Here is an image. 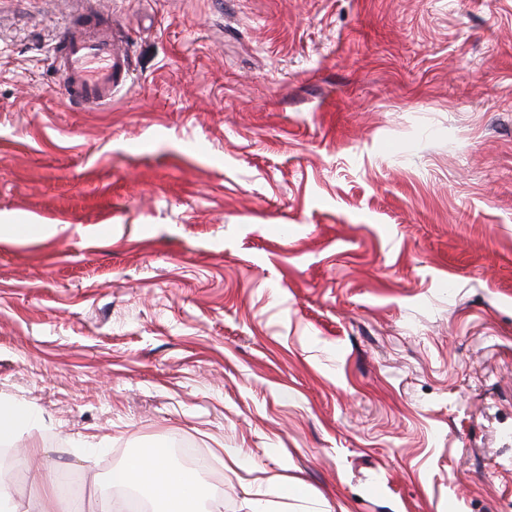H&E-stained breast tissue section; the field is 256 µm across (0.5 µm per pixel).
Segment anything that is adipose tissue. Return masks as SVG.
Masks as SVG:
<instances>
[{"instance_id": "ef3b65f1", "label": "adipose tissue", "mask_w": 512, "mask_h": 512, "mask_svg": "<svg viewBox=\"0 0 512 512\" xmlns=\"http://www.w3.org/2000/svg\"><path fill=\"white\" fill-rule=\"evenodd\" d=\"M39 425L38 413L0 401V441L14 442ZM116 484L134 489L153 512H223V502L207 489L202 470L186 471L163 456L143 458L113 476Z\"/></svg>"}]
</instances>
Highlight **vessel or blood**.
<instances>
[{
	"label": "vessel or blood",
	"instance_id": "1",
	"mask_svg": "<svg viewBox=\"0 0 512 512\" xmlns=\"http://www.w3.org/2000/svg\"><path fill=\"white\" fill-rule=\"evenodd\" d=\"M70 102L85 111L111 104L130 74L126 55L110 26L101 24L94 12H86L81 24L68 28L52 49Z\"/></svg>",
	"mask_w": 512,
	"mask_h": 512
}]
</instances>
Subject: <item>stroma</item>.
<instances>
[{
	"instance_id": "obj_1",
	"label": "stroma",
	"mask_w": 512,
	"mask_h": 512,
	"mask_svg": "<svg viewBox=\"0 0 512 512\" xmlns=\"http://www.w3.org/2000/svg\"><path fill=\"white\" fill-rule=\"evenodd\" d=\"M0 0V398L98 506L180 441L269 512H512V0ZM238 449L246 468H226ZM81 24L68 28L52 48L53 64L61 75L70 102L85 111H97L112 103L113 94L127 84L130 74L124 51L93 11ZM0 239L10 238L15 240L29 239L40 235H55L62 231L58 225L45 224H14L11 218L0 217Z\"/></svg>"
}]
</instances>
